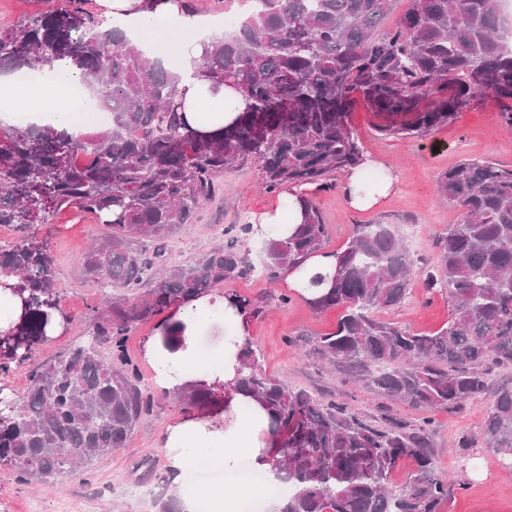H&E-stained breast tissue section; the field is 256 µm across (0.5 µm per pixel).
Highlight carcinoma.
I'll return each mask as SVG.
<instances>
[{"label":"carcinoma","mask_w":512,"mask_h":512,"mask_svg":"<svg viewBox=\"0 0 512 512\" xmlns=\"http://www.w3.org/2000/svg\"><path fill=\"white\" fill-rule=\"evenodd\" d=\"M249 15L205 52L197 73L233 86L245 108L205 135L188 128L175 103L176 76L86 8L61 0L25 23L0 27V74L53 68L68 60L100 92L112 126L77 135L0 124V227L19 231L0 244V277L17 279L23 301L15 327L34 345L59 310L56 279L37 226L75 208L112 229L81 258L92 287L117 292L93 308L89 339L32 364L17 400L0 396V469L23 482L54 484L126 446L153 411L127 336L182 298L252 274L249 225L186 264L166 263L171 236L194 223L216 179L249 160L260 188L321 189L363 162L351 125L362 99L385 137L418 139L448 125L478 93L505 106L512 128V49L504 44L506 0H250ZM437 193L459 212L435 239L436 263L419 266L386 224H356L336 252L331 288L310 303L340 309L336 329L316 343L323 365L377 396L431 411L485 394L493 368L512 366V166L463 161ZM303 221L265 246L264 276L324 248L328 225L313 197ZM431 294L448 296V320L428 334L381 318L408 298L415 273ZM268 413L271 464L291 488L278 512H441L448 483L435 469L433 419L364 415L268 375L244 340L234 381ZM218 400L211 387L177 396L185 410ZM484 447L512 460V385H500L480 429ZM405 460L414 470L400 483Z\"/></svg>","instance_id":"carcinoma-1"}]
</instances>
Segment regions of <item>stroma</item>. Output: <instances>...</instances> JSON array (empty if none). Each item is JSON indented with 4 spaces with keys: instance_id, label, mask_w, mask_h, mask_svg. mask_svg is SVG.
Here are the masks:
<instances>
[{
    "instance_id": "obj_1",
    "label": "stroma",
    "mask_w": 512,
    "mask_h": 512,
    "mask_svg": "<svg viewBox=\"0 0 512 512\" xmlns=\"http://www.w3.org/2000/svg\"><path fill=\"white\" fill-rule=\"evenodd\" d=\"M499 112V103L480 93L448 126L419 139H397L378 136L377 117L364 103H357L351 122L363 156L371 162L364 176L369 179L387 169L398 185L394 193L366 211L350 207L345 176L332 177L330 186L315 192L329 226L326 250L340 249L353 225L388 224L399 231L422 263L434 264L437 234L457 221L455 208L435 191L440 175L464 159L512 165V131L506 130ZM258 181L253 162L218 177L215 192L201 205L195 223L169 243L170 262L198 258L218 242L224 227L248 223L252 214L277 206L278 197L259 190ZM106 232L105 225L72 209L60 211L52 223L41 227L39 237L56 274L60 323L58 332L40 345L39 359H53L79 341L91 321L92 306L101 304L104 294L85 283L80 258L91 240ZM249 249L254 273L228 284L227 289L264 306L263 313L249 323V337L264 356L267 374L336 397L359 412L379 415L378 400L363 385L327 374L311 354L314 339L335 330L339 310L313 312L297 295L280 303L284 287L269 284L260 271L261 244L250 243ZM411 292L410 302L387 310L386 319L420 332L438 329L451 309L447 297L428 293L419 277L413 279ZM166 319L162 313L139 325L127 341L129 352L139 361L142 383L154 398V411L142 419L126 447L101 456L90 472L65 478L52 489L19 482L11 472L0 471V512H159V497L177 495V488L166 481L163 440L182 409L173 396L156 390L154 365L144 357L146 342ZM489 402L484 396L463 408L432 414L439 426L436 472L461 480L460 485L449 487L442 512H512V471L476 438Z\"/></svg>"
}]
</instances>
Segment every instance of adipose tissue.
<instances>
[{
	"label": "adipose tissue",
	"mask_w": 512,
	"mask_h": 512,
	"mask_svg": "<svg viewBox=\"0 0 512 512\" xmlns=\"http://www.w3.org/2000/svg\"><path fill=\"white\" fill-rule=\"evenodd\" d=\"M102 14L110 22L126 25L129 37L163 64L177 63L185 76L177 86L175 100L181 103L192 130L212 132L223 127L245 107L242 96L227 85L214 86L191 72L201 61L208 42L221 33L219 21L207 16L184 15L178 0H156L146 6L144 0H97ZM22 106L32 123L68 128L71 110L69 89L62 84H20L0 77V120L10 121L15 106ZM299 188L284 190L281 203L271 210L255 214L249 236L256 241L273 237L287 238L302 221ZM336 269L334 253L322 250L306 256L294 267L284 268L281 282L307 300L323 295ZM223 313L226 331L222 361L223 382L235 378L239 350L247 334L248 312L231 292H211L190 297L174 306L169 329L179 331L181 339L174 348L163 346L162 337L150 339L145 348L155 361V385L159 390L175 392L186 385H210L205 367L196 365V336L206 323V313ZM163 446L168 459V479L179 484L188 466L197 459L215 457L225 468H236L249 460L258 469L268 466L273 439L264 410L241 395L226 399L213 417L186 415L169 425Z\"/></svg>",
	"instance_id": "1"
}]
</instances>
